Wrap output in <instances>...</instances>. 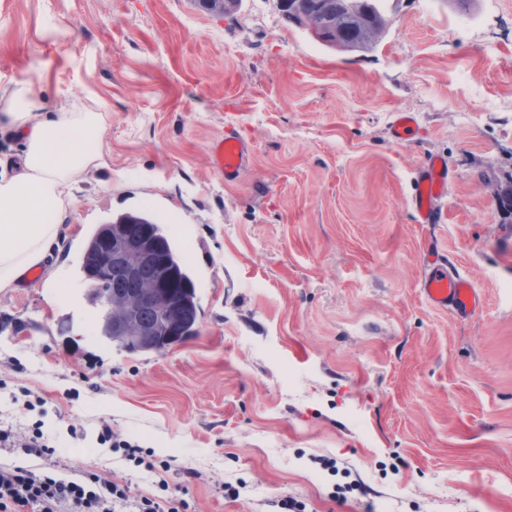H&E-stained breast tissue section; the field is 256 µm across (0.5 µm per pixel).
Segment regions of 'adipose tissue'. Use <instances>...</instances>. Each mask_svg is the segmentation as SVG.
I'll return each instance as SVG.
<instances>
[{"label":"adipose tissue","mask_w":512,"mask_h":512,"mask_svg":"<svg viewBox=\"0 0 512 512\" xmlns=\"http://www.w3.org/2000/svg\"><path fill=\"white\" fill-rule=\"evenodd\" d=\"M43 85L15 81L0 126L25 142L20 161L0 166V288L39 265L69 218L73 179L101 159L100 113L81 108L43 115Z\"/></svg>","instance_id":"obj_1"}]
</instances>
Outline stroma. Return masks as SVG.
<instances>
[{
	"instance_id": "35a3bbf8",
	"label": "stroma",
	"mask_w": 512,
	"mask_h": 512,
	"mask_svg": "<svg viewBox=\"0 0 512 512\" xmlns=\"http://www.w3.org/2000/svg\"><path fill=\"white\" fill-rule=\"evenodd\" d=\"M385 5L383 40L339 52L278 0H0V97L27 79L51 114L102 115L39 281L0 288V427L40 425L59 477L189 512H512V0ZM229 134L252 146L232 184L209 153ZM435 154L444 218L420 224ZM130 210L196 289L160 354L106 342L85 299L89 235ZM432 242L481 292L471 317L424 300ZM195 4L209 15L233 17L239 12L242 0H195ZM413 203L422 223L430 221L433 201L448 188V166L439 156L430 158L419 169L415 180ZM97 441L99 444L104 445L107 442L112 441V446L114 448H123L125 456L130 460L134 461L137 466L144 465V467L148 470H153L155 468L154 462L146 461L145 458L140 455L142 454L141 446L138 444L132 443L127 440H118L115 438L114 440V433L112 434V429L108 425H104L102 427L101 432H99Z\"/></svg>"
}]
</instances>
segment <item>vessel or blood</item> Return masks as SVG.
I'll list each match as a JSON object with an SVG mask.
<instances>
[{
    "instance_id": "b4317fda",
    "label": "vessel or blood",
    "mask_w": 512,
    "mask_h": 512,
    "mask_svg": "<svg viewBox=\"0 0 512 512\" xmlns=\"http://www.w3.org/2000/svg\"><path fill=\"white\" fill-rule=\"evenodd\" d=\"M210 153L213 165L223 174L225 181L232 182L246 169L250 146L241 138L227 136L215 141ZM415 186L414 208L422 222H429L434 200L448 188V167L441 157H432L423 164L418 171ZM425 266L422 291L432 307L453 312L463 318L480 309V293L460 274L450 271L441 254H427Z\"/></svg>"
}]
</instances>
